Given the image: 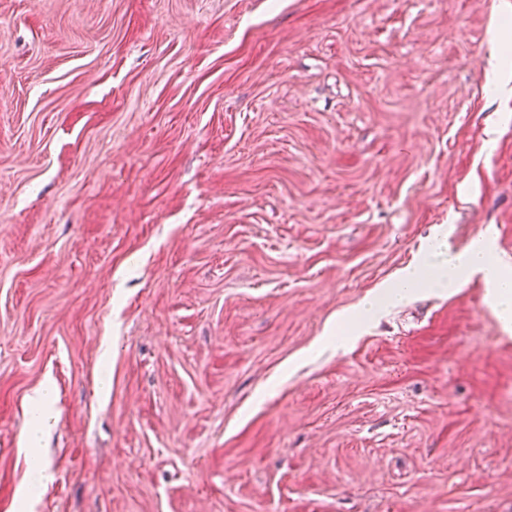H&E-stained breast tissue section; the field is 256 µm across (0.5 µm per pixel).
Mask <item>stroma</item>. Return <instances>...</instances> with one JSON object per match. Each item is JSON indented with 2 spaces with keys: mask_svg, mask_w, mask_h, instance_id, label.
<instances>
[{
  "mask_svg": "<svg viewBox=\"0 0 512 512\" xmlns=\"http://www.w3.org/2000/svg\"><path fill=\"white\" fill-rule=\"evenodd\" d=\"M440 225L512 263V0H0V512H512L484 280L336 322ZM29 402L34 411L31 426L20 436V451L26 457L36 453L42 447L46 434L53 420V397L51 384L46 383L36 389L30 396Z\"/></svg>",
  "mask_w": 512,
  "mask_h": 512,
  "instance_id": "1",
  "label": "stroma"
}]
</instances>
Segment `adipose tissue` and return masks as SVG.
Returning <instances> with one entry per match:
<instances>
[{
    "mask_svg": "<svg viewBox=\"0 0 512 512\" xmlns=\"http://www.w3.org/2000/svg\"><path fill=\"white\" fill-rule=\"evenodd\" d=\"M488 236L481 235L461 247L452 246L446 230L440 229L423 242L414 259L389 280L368 294L355 307L354 316H375L408 302L417 292L435 291L454 294L470 277L482 276L487 284L488 300L504 328H512V265L492 259ZM34 411L31 426L20 436L24 455L41 448L53 418L51 385H43L29 397Z\"/></svg>",
    "mask_w": 512,
    "mask_h": 512,
    "instance_id": "obj_1",
    "label": "adipose tissue"
}]
</instances>
